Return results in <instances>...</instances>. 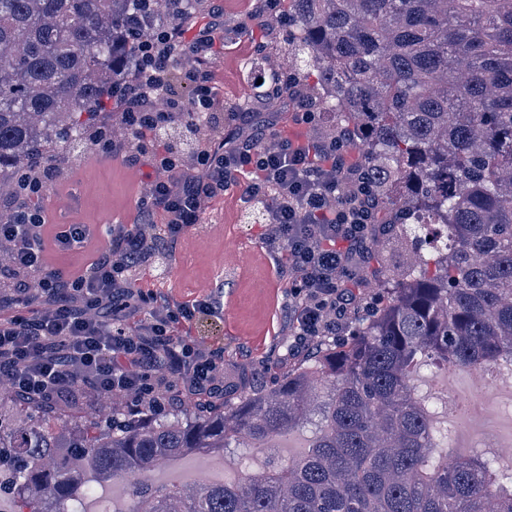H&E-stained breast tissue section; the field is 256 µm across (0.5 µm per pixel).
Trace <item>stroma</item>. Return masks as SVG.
I'll use <instances>...</instances> for the list:
<instances>
[{
    "label": "stroma",
    "instance_id": "1",
    "mask_svg": "<svg viewBox=\"0 0 512 512\" xmlns=\"http://www.w3.org/2000/svg\"><path fill=\"white\" fill-rule=\"evenodd\" d=\"M253 0H205V8L183 23L188 35L209 20L210 11L222 13L223 29L215 37L224 49L212 61L218 92L219 118L209 130L212 137L224 136L228 113L247 108L268 116L277 113V131L289 136H305L293 119L294 103L286 99L269 102L249 98L243 71L246 61L264 55L278 62L288 30L271 19L265 28H256L251 12ZM57 177L48 189L44 211L49 225L45 232L44 256L48 267L78 271L90 253L105 244L104 235L91 234L82 248L59 253L54 240L59 224H113L115 218L135 223L136 201L146 190L152 170L128 164L122 154H103L85 148L65 154L55 163ZM264 228L254 223L239 200L238 188L210 201L197 226L190 228L176 245L136 268L134 285L147 286L166 294L171 305L200 300L210 291L222 293L220 316H204L187 331L199 345L224 352V385L233 392L266 389L277 367L283 363L285 344L292 339V319L285 305L288 283L278 277L263 239ZM406 256L394 237L382 238L370 247L361 283L353 288L356 305H363L377 285V271L387 276L404 264ZM222 463L224 480L244 477L238 455L194 453L162 465L159 469L168 485L192 480L196 471L209 463Z\"/></svg>",
    "mask_w": 512,
    "mask_h": 512
}]
</instances>
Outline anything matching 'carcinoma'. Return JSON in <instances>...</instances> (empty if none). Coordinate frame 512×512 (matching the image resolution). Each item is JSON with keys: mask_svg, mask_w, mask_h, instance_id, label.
I'll use <instances>...</instances> for the list:
<instances>
[{"mask_svg": "<svg viewBox=\"0 0 512 512\" xmlns=\"http://www.w3.org/2000/svg\"><path fill=\"white\" fill-rule=\"evenodd\" d=\"M202 0H0V188L47 149L84 148L141 34ZM288 54L358 151L378 232L411 261L311 364L193 420L49 431L0 402V495L10 512H80L121 480L150 512H512V468L448 458L419 382L436 367L512 366V0H283ZM282 67L255 88L288 92ZM311 425L303 457L264 475L154 493L138 475L192 451L268 448Z\"/></svg>", "mask_w": 512, "mask_h": 512, "instance_id": "obj_1", "label": "carcinoma"}]
</instances>
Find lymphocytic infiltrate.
I'll use <instances>...</instances> for the list:
<instances>
[{
	"instance_id": "f902f5d3",
	"label": "lymphocytic infiltrate",
	"mask_w": 512,
	"mask_h": 512,
	"mask_svg": "<svg viewBox=\"0 0 512 512\" xmlns=\"http://www.w3.org/2000/svg\"><path fill=\"white\" fill-rule=\"evenodd\" d=\"M194 64L183 71L191 99L175 90L172 65L184 53ZM217 52L213 24L184 42L181 29L155 32L138 47L134 68L116 85V120L127 140L112 129H94L89 139L102 152H120L134 164L163 171L152 179L137 206L141 221L117 225L110 244L78 273L44 269L43 210L30 206L46 192L49 170L34 168L5 200L0 242L9 247L12 297L17 304L40 300L38 315L0 318V378L13 393L36 405L65 407L74 381L101 397L122 399L130 414L164 405L220 402L224 399V357L201 349L178 330L197 314L220 308L210 296L171 307L154 293L134 287L129 271L174 243L200 223L207 203L236 186L251 208H261L264 239L287 279L288 306L296 336L335 334L345 314V290L355 277V257L368 251L373 206L358 183V165L347 132L316 136L320 120L299 101L297 123L309 136H271L257 142L251 132L255 113H232L233 128L215 142L198 144L191 162L160 140L162 130L182 125L190 131L211 127L216 87L210 63ZM168 218L155 232L151 218Z\"/></svg>"
}]
</instances>
